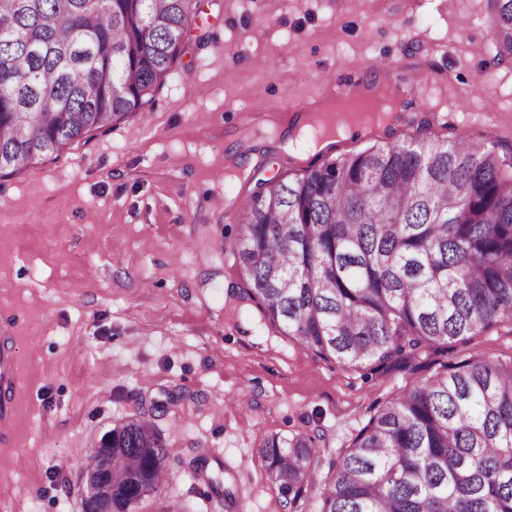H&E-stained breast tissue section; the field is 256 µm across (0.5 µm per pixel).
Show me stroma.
I'll list each match as a JSON object with an SVG mask.
<instances>
[{
    "label": "stroma",
    "instance_id": "obj_1",
    "mask_svg": "<svg viewBox=\"0 0 512 512\" xmlns=\"http://www.w3.org/2000/svg\"><path fill=\"white\" fill-rule=\"evenodd\" d=\"M492 0H202L152 105L0 175V323L22 378L0 445V512H82L85 452L151 415L177 472L134 512H283L257 450L319 440L329 462L381 405L448 358L512 357L500 325L415 369L321 360L243 299L238 213L259 183L382 143L493 137L512 157V65L495 69ZM390 60L404 98L328 156L283 149L301 100ZM234 493L226 501L194 471Z\"/></svg>",
    "mask_w": 512,
    "mask_h": 512
}]
</instances>
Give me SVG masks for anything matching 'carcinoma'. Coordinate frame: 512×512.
I'll use <instances>...</instances> for the list:
<instances>
[{
    "label": "carcinoma",
    "instance_id": "carcinoma-1",
    "mask_svg": "<svg viewBox=\"0 0 512 512\" xmlns=\"http://www.w3.org/2000/svg\"><path fill=\"white\" fill-rule=\"evenodd\" d=\"M497 67L512 0H494ZM201 0H0V174L153 103ZM239 219L245 291L296 342L348 368L512 324V163L489 141L391 142L267 180ZM112 453H107V441ZM315 438L258 453L285 512H512V359L446 364L379 408L318 479ZM145 417L112 428L90 469L131 512L171 484Z\"/></svg>",
    "mask_w": 512,
    "mask_h": 512
}]
</instances>
